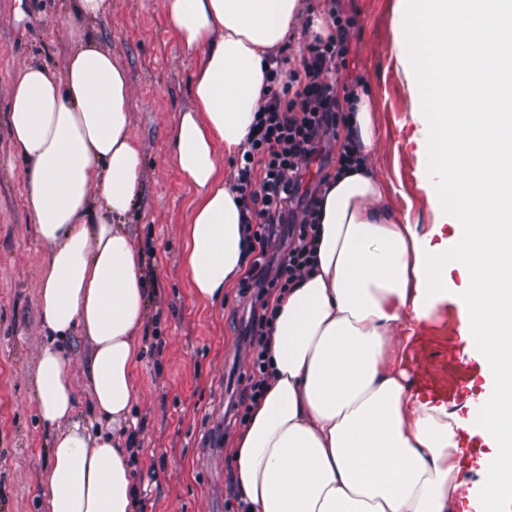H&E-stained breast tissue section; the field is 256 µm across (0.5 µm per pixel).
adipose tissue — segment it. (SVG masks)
Wrapping results in <instances>:
<instances>
[{
    "label": "adipose tissue",
    "mask_w": 512,
    "mask_h": 512,
    "mask_svg": "<svg viewBox=\"0 0 512 512\" xmlns=\"http://www.w3.org/2000/svg\"><path fill=\"white\" fill-rule=\"evenodd\" d=\"M111 0H74V48L62 71L27 66L9 125L25 161L26 202L47 245L39 299L48 337L36 367L38 411L54 436L39 488L44 512H133L122 434L137 400L147 299L142 254L127 218L141 152L131 132L128 75L88 25ZM169 22L199 58L192 104L180 111L171 157L196 190L183 264L195 298L215 305L246 270L239 194L217 156L246 150L267 99V73L303 19L321 29V0H165ZM398 56L421 116L427 231L382 206L371 160L374 106L364 88L342 100L343 134L362 163L322 187L315 265L278 300L267 388L228 449L248 512H457V429L491 443L472 495L502 512L512 493V0H404ZM491 88L497 111L469 100L458 116L450 60ZM452 237L430 246L442 221ZM466 273L449 292L448 272ZM454 302L491 387L477 422L421 399L406 369L416 328ZM91 343L85 371L111 434L75 420L62 345Z\"/></svg>",
    "instance_id": "1"
}]
</instances>
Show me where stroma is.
Returning <instances> with one entry per match:
<instances>
[{
  "label": "stroma",
  "instance_id": "stroma-1",
  "mask_svg": "<svg viewBox=\"0 0 512 512\" xmlns=\"http://www.w3.org/2000/svg\"><path fill=\"white\" fill-rule=\"evenodd\" d=\"M91 23L97 42L126 69L132 133L142 151L140 199L128 222L139 247H152L142 344L133 371L139 398L129 415L138 428L134 477L150 487L144 512H226L232 470L226 450L239 432L227 410L251 372L241 339L248 299L229 288L222 303L199 304L182 262L193 191L171 164L178 113L191 103L197 56L171 28L164 0H111ZM351 17L348 65L337 89L368 86L378 129L372 159L386 184L382 203L397 216L434 222L420 186L418 123L395 53L400 0H339ZM72 0H0V512H41L39 474L50 431L40 420L35 373L45 342L39 287L46 247L25 202L23 158L7 123L12 84L40 63L62 71L72 49L66 19ZM452 304L420 329V371L446 378L448 409L467 416L486 380L478 350L460 330ZM88 341L71 336L65 354L74 375L76 414L105 429L85 389Z\"/></svg>",
  "mask_w": 512,
  "mask_h": 512
}]
</instances>
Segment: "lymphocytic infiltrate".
Listing matches in <instances>:
<instances>
[{"instance_id":"f902f5d3","label":"lymphocytic infiltrate","mask_w":512,"mask_h":512,"mask_svg":"<svg viewBox=\"0 0 512 512\" xmlns=\"http://www.w3.org/2000/svg\"><path fill=\"white\" fill-rule=\"evenodd\" d=\"M329 15L334 34L308 45L301 71L285 78L272 72L268 100L236 164L235 187L246 213L249 255L239 293L251 298L246 337L253 353V370L235 405L242 420L266 391V336L274 319L269 298L293 287L312 259L320 190L302 189L304 173L332 142L339 146V168L355 160L352 145L340 138L345 114L333 83L326 79L347 62L351 21L334 6Z\"/></svg>"}]
</instances>
